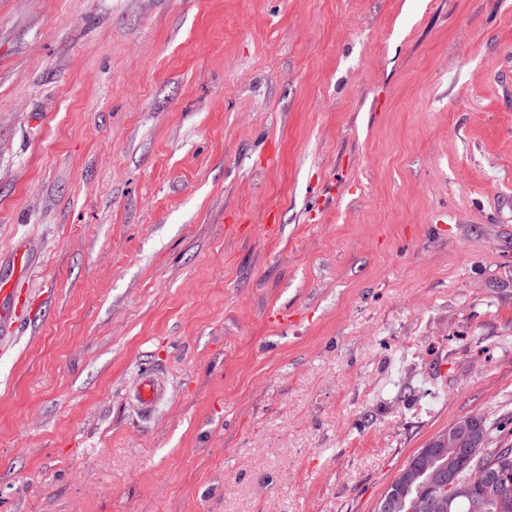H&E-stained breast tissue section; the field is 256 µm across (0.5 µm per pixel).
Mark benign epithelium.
I'll return each mask as SVG.
<instances>
[{"label":"benign epithelium","instance_id":"1","mask_svg":"<svg viewBox=\"0 0 512 512\" xmlns=\"http://www.w3.org/2000/svg\"><path fill=\"white\" fill-rule=\"evenodd\" d=\"M486 444L481 418L470 415L455 421L419 449L417 464L402 470L376 504V512H449L453 500L465 496L470 512H485L482 492L495 487L498 472L492 465L473 464L474 449ZM452 461L440 462L443 449Z\"/></svg>","mask_w":512,"mask_h":512}]
</instances>
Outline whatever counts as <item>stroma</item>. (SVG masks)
I'll list each match as a JSON object with an SVG mask.
<instances>
[{
    "instance_id": "obj_1",
    "label": "stroma",
    "mask_w": 512,
    "mask_h": 512,
    "mask_svg": "<svg viewBox=\"0 0 512 512\" xmlns=\"http://www.w3.org/2000/svg\"><path fill=\"white\" fill-rule=\"evenodd\" d=\"M19 242L0 512H374L458 418L512 446V0H0ZM165 385L153 373H141L127 389V395L142 413H152L165 397Z\"/></svg>"
}]
</instances>
